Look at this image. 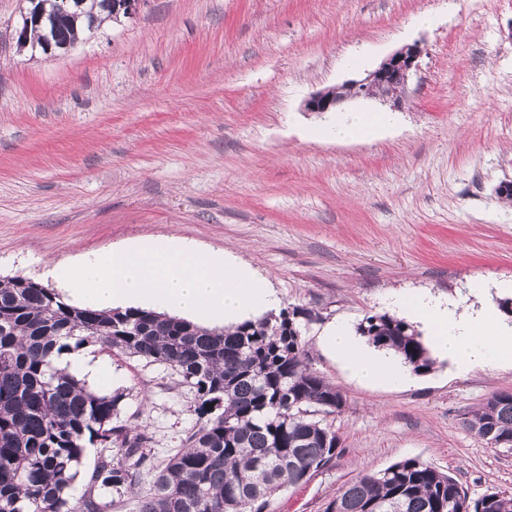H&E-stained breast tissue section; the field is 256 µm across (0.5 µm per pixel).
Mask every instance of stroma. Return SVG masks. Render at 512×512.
<instances>
[{
  "label": "stroma",
  "mask_w": 512,
  "mask_h": 512,
  "mask_svg": "<svg viewBox=\"0 0 512 512\" xmlns=\"http://www.w3.org/2000/svg\"><path fill=\"white\" fill-rule=\"evenodd\" d=\"M23 0H0V280L136 238L229 249L283 306L310 311L307 362L345 400L328 419L340 454L267 512H324L357 476L407 457L470 498L512 494V449L463 423L512 369L363 384L324 346L328 324L396 315L408 290L455 299L512 280V0H141L137 15L57 56L18 49ZM434 16L416 26V16ZM420 44L385 138L314 137L315 91ZM357 54L360 69L345 60ZM85 350L122 379L119 423L147 428L156 459L196 423L164 366Z\"/></svg>",
  "instance_id": "35a3bbf8"
}]
</instances>
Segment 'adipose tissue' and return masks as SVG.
Masks as SVG:
<instances>
[{
  "label": "adipose tissue",
  "mask_w": 512,
  "mask_h": 512,
  "mask_svg": "<svg viewBox=\"0 0 512 512\" xmlns=\"http://www.w3.org/2000/svg\"><path fill=\"white\" fill-rule=\"evenodd\" d=\"M391 112L337 113L320 138L339 143L372 141L395 126ZM68 303L96 310L140 307L191 320L209 329H227L277 312L281 299L265 276L228 250H207L180 236L134 240L80 255L47 270ZM487 282L469 284L470 300L449 301L408 292L396 302L416 322L434 355L458 372L477 366L512 368V324L487 300ZM323 340L359 381L407 382L405 366L373 353L351 331L331 324Z\"/></svg>",
  "instance_id": "ef3b65f1"
}]
</instances>
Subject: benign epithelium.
Listing matches in <instances>:
<instances>
[{
  "label": "benign epithelium",
  "instance_id": "benign-epithelium-1",
  "mask_svg": "<svg viewBox=\"0 0 512 512\" xmlns=\"http://www.w3.org/2000/svg\"><path fill=\"white\" fill-rule=\"evenodd\" d=\"M421 55L422 49L416 43L394 51L364 77L346 82L351 90L349 99H364L374 93L382 103L393 109L401 108L402 94L419 69ZM344 102L346 99L336 96L331 90L322 89L311 94L304 107L308 112L325 113L335 110Z\"/></svg>",
  "mask_w": 512,
  "mask_h": 512
}]
</instances>
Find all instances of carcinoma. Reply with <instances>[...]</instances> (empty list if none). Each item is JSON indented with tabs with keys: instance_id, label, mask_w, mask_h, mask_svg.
<instances>
[{
	"instance_id": "obj_1",
	"label": "carcinoma",
	"mask_w": 512,
	"mask_h": 512,
	"mask_svg": "<svg viewBox=\"0 0 512 512\" xmlns=\"http://www.w3.org/2000/svg\"><path fill=\"white\" fill-rule=\"evenodd\" d=\"M37 0L43 25L30 47L64 46L116 18L112 0ZM294 307L231 329H206L140 308L101 312L67 303L53 288L24 277L0 280V512H107L99 490L117 493L149 477L136 512H266L286 486L307 481L339 453L325 417L344 398L306 360ZM357 332L415 373L434 360L406 321L371 315ZM96 344L170 368L193 396L195 425L162 465L144 429L114 422L124 394L102 395L56 367L52 354ZM463 424L491 447L512 448V394L494 393ZM103 455L77 503L70 488L85 443ZM325 512H512V495L489 491L471 500L447 473L404 458L342 487Z\"/></svg>"
}]
</instances>
